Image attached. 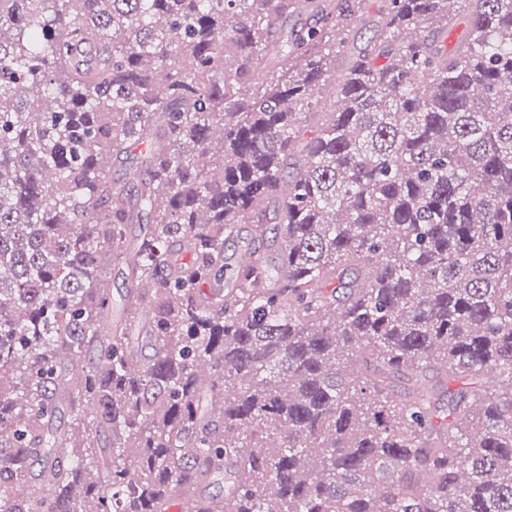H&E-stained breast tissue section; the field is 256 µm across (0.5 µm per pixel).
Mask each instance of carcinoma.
I'll return each instance as SVG.
<instances>
[{
  "label": "carcinoma",
  "mask_w": 512,
  "mask_h": 512,
  "mask_svg": "<svg viewBox=\"0 0 512 512\" xmlns=\"http://www.w3.org/2000/svg\"><path fill=\"white\" fill-rule=\"evenodd\" d=\"M304 2L0 0V512H512V0ZM354 6L355 17L351 24L342 32L341 37L346 41L345 51H351L353 45L360 44L368 36V26L377 18L379 0L350 1Z\"/></svg>",
  "instance_id": "cac0c4a2"
}]
</instances>
